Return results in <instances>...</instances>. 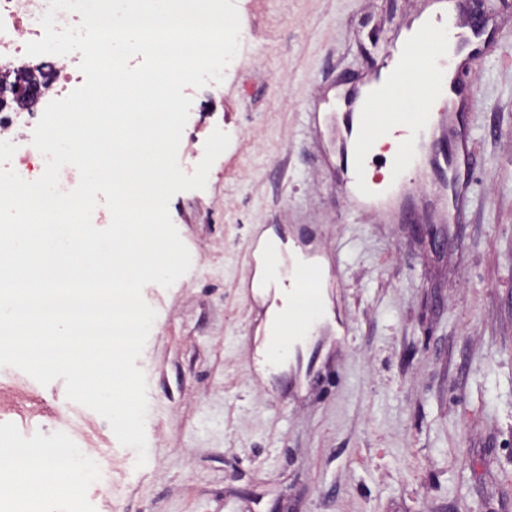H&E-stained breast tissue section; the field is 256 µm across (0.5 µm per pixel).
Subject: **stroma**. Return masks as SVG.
Segmentation results:
<instances>
[{
	"mask_svg": "<svg viewBox=\"0 0 512 512\" xmlns=\"http://www.w3.org/2000/svg\"><path fill=\"white\" fill-rule=\"evenodd\" d=\"M237 65L195 89L178 156L195 166L230 137L202 190L171 219L191 260L142 296L156 319L147 379L148 461L126 472L109 423L85 407L67 425L112 449L98 512H512V0H493L471 60L476 159L461 223L427 190L406 224L344 200L334 146L308 114L392 43L383 0H238ZM269 230L329 266L333 324L304 357L314 382L263 381L262 301L249 243ZM63 380L25 386L0 367V415L55 427Z\"/></svg>",
	"mask_w": 512,
	"mask_h": 512,
	"instance_id": "obj_1",
	"label": "stroma"
}]
</instances>
